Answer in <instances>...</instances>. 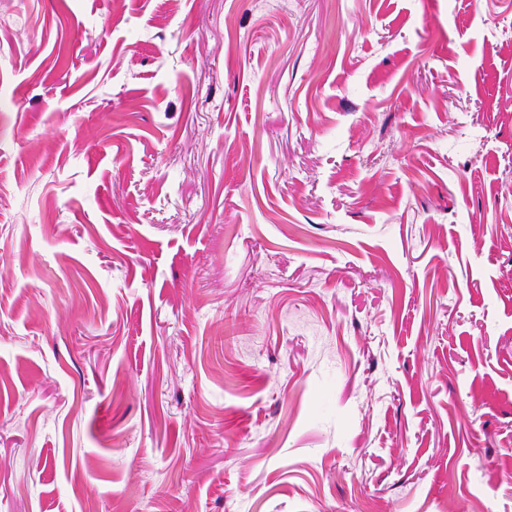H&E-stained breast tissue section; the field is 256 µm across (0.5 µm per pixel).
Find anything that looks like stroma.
Here are the masks:
<instances>
[{
  "label": "stroma",
  "mask_w": 512,
  "mask_h": 512,
  "mask_svg": "<svg viewBox=\"0 0 512 512\" xmlns=\"http://www.w3.org/2000/svg\"><path fill=\"white\" fill-rule=\"evenodd\" d=\"M0 512H512V0H0Z\"/></svg>",
  "instance_id": "1"
}]
</instances>
